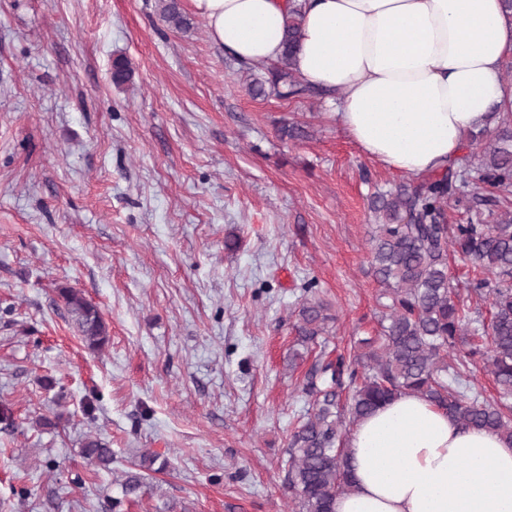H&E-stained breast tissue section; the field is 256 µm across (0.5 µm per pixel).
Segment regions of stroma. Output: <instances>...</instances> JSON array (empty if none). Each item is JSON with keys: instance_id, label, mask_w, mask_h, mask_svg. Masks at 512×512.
Instances as JSON below:
<instances>
[{"instance_id": "obj_1", "label": "stroma", "mask_w": 512, "mask_h": 512, "mask_svg": "<svg viewBox=\"0 0 512 512\" xmlns=\"http://www.w3.org/2000/svg\"><path fill=\"white\" fill-rule=\"evenodd\" d=\"M180 4L186 30L159 0H0V512H299L302 384L380 332L371 198L403 175L360 152L335 98L249 95ZM63 286L102 312L103 350ZM309 286L330 315L313 343ZM89 433L109 469L83 458ZM149 453L167 468L124 496ZM57 292L87 348L93 351L102 349L109 341V330L97 306L73 288L60 287ZM157 458V456L147 457L144 455L140 464L135 465L139 468H134V471L130 470L125 473V479L121 483L124 496L140 497L149 491L151 485L148 482L147 474L141 469L151 470V466L156 462ZM147 461L149 462L148 466H146Z\"/></svg>"}]
</instances>
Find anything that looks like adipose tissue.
Returning a JSON list of instances; mask_svg holds the SVG:
<instances>
[{
	"instance_id": "obj_1",
	"label": "adipose tissue",
	"mask_w": 512,
	"mask_h": 512,
	"mask_svg": "<svg viewBox=\"0 0 512 512\" xmlns=\"http://www.w3.org/2000/svg\"><path fill=\"white\" fill-rule=\"evenodd\" d=\"M211 41L255 69L278 63L285 0H191ZM501 0H306L293 69L338 92L336 121L366 157L416 176L447 169L466 129L512 109ZM352 490L334 512H512V443L403 393L354 426Z\"/></svg>"
}]
</instances>
